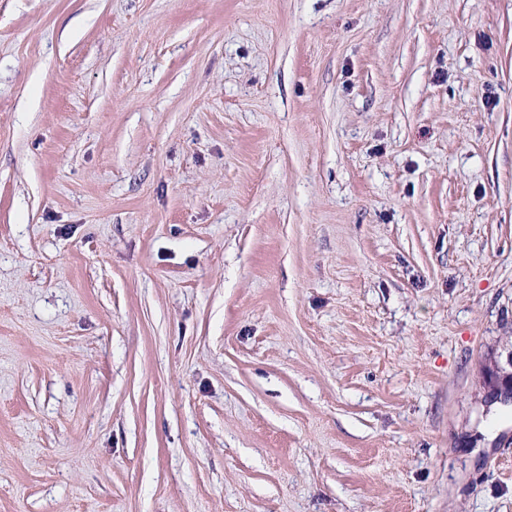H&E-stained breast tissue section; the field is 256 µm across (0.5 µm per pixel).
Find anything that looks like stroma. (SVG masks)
<instances>
[{
    "instance_id": "stroma-1",
    "label": "stroma",
    "mask_w": 512,
    "mask_h": 512,
    "mask_svg": "<svg viewBox=\"0 0 512 512\" xmlns=\"http://www.w3.org/2000/svg\"><path fill=\"white\" fill-rule=\"evenodd\" d=\"M512 0H0V512H512ZM483 379L488 403L500 401L512 404V348L503 363L495 357L491 360Z\"/></svg>"
}]
</instances>
